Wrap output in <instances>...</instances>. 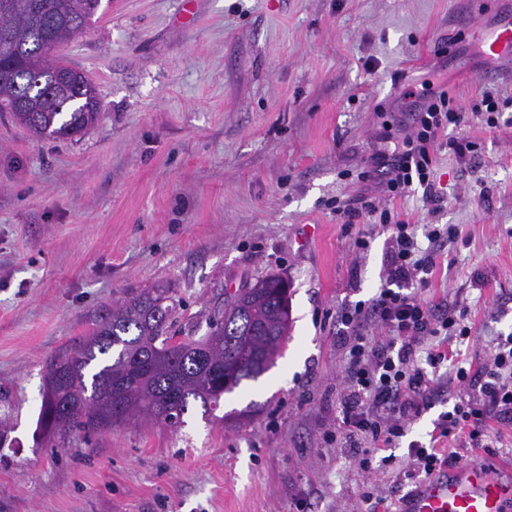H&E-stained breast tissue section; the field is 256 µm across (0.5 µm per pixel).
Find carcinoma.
Returning <instances> with one entry per match:
<instances>
[{"label":"carcinoma","mask_w":512,"mask_h":512,"mask_svg":"<svg viewBox=\"0 0 512 512\" xmlns=\"http://www.w3.org/2000/svg\"><path fill=\"white\" fill-rule=\"evenodd\" d=\"M91 24L88 0H33L17 12L0 10V73L23 71L26 81L0 76V112L38 137H72L100 115L96 88L62 74L65 60L45 48L61 45ZM291 283L255 279L216 306L198 338L174 329L176 303L167 288H150L116 303L65 361L57 404L73 414L65 429L98 433L81 409H112V423L149 421L177 427L199 406L209 417L224 394L264 374L291 326Z\"/></svg>","instance_id":"cac0c4a2"}]
</instances>
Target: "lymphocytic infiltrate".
Here are the masks:
<instances>
[{
	"label": "lymphocytic infiltrate",
	"mask_w": 512,
	"mask_h": 512,
	"mask_svg": "<svg viewBox=\"0 0 512 512\" xmlns=\"http://www.w3.org/2000/svg\"><path fill=\"white\" fill-rule=\"evenodd\" d=\"M404 98L405 110L380 135L381 141L393 142V150H373L361 188L336 209L349 225L364 215L374 219L355 238L356 253H364L375 235L387 236L379 292L336 311L345 359L336 445L363 476L360 502L377 506L386 504L388 496L374 477L375 455L398 447L411 424L431 407L441 386L431 370L450 359V343L469 339L472 328L463 311L423 294L437 264L436 246L455 241L457 226L408 224L379 208L376 200L418 189L435 198L434 166L441 145L459 155L474 148L468 139L448 138L449 129L459 126L468 113L487 126H497L507 104L497 92L487 90L467 107L447 89L429 82L422 89L407 90ZM455 378L463 386L479 384L480 395L439 415L431 445L409 443L411 474L429 476L440 466L473 460L477 449L489 447L487 420L512 419V336L499 343L476 372L457 367ZM442 439L451 440V447H439Z\"/></svg>",
	"instance_id": "lymphocytic-infiltrate-1"
}]
</instances>
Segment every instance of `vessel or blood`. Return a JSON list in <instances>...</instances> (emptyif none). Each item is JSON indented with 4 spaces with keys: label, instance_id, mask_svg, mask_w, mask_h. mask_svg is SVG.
<instances>
[{
    "label": "vessel or blood",
    "instance_id": "1",
    "mask_svg": "<svg viewBox=\"0 0 512 512\" xmlns=\"http://www.w3.org/2000/svg\"><path fill=\"white\" fill-rule=\"evenodd\" d=\"M490 57L512 59V11L482 42ZM406 512H512V471L462 465L430 476L408 497Z\"/></svg>",
    "mask_w": 512,
    "mask_h": 512
}]
</instances>
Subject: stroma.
Listing matches in <instances>:
<instances>
[{"label":"stroma","instance_id":"35a3bbf8","mask_svg":"<svg viewBox=\"0 0 512 512\" xmlns=\"http://www.w3.org/2000/svg\"><path fill=\"white\" fill-rule=\"evenodd\" d=\"M102 0L59 54L94 81L102 112L71 139H44L0 112V512H357L360 476L326 441L339 414L336 310L380 286L384 236L362 257L366 218L344 231L373 136L405 87L445 68L461 102L512 64L477 47L496 0ZM475 144L441 150L438 201H387L410 224H454L429 292L463 309L479 368L512 334V107ZM264 274L292 283L293 325L274 365L180 428L132 423L42 437L49 362L71 352L115 301L157 286L179 327L208 331L225 292ZM475 388L447 385L410 427ZM248 416L236 420L235 415ZM407 450L377 476L400 512L417 478Z\"/></svg>","mask_w":512,"mask_h":512}]
</instances>
